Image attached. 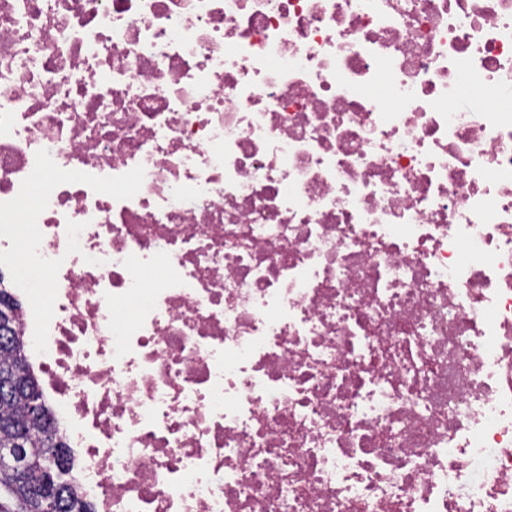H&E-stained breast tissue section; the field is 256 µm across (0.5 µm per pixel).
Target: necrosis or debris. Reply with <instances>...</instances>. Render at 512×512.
<instances>
[{
  "instance_id": "1",
  "label": "necrosis or debris",
  "mask_w": 512,
  "mask_h": 512,
  "mask_svg": "<svg viewBox=\"0 0 512 512\" xmlns=\"http://www.w3.org/2000/svg\"><path fill=\"white\" fill-rule=\"evenodd\" d=\"M3 268L95 512H512V0H0Z\"/></svg>"
}]
</instances>
